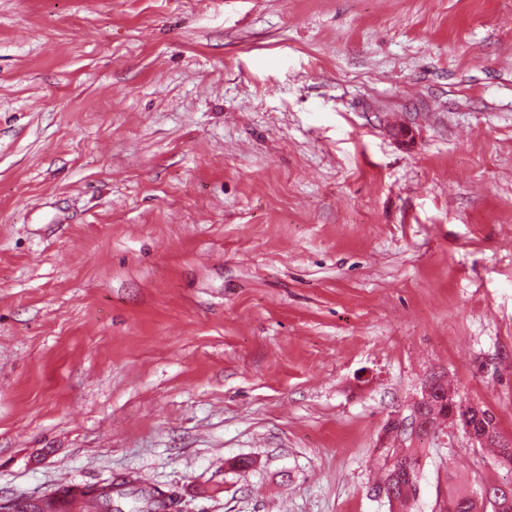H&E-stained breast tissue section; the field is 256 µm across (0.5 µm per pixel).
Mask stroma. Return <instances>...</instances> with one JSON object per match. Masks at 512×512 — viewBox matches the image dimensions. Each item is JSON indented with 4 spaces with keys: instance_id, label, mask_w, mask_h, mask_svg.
Masks as SVG:
<instances>
[{
    "instance_id": "obj_1",
    "label": "stroma",
    "mask_w": 512,
    "mask_h": 512,
    "mask_svg": "<svg viewBox=\"0 0 512 512\" xmlns=\"http://www.w3.org/2000/svg\"><path fill=\"white\" fill-rule=\"evenodd\" d=\"M512 0H0V505L415 512L512 471ZM465 434L471 439L474 447L500 448L499 461L501 464L511 467L512 464V443L503 442L496 437L494 431L486 426L485 430L476 432L470 424L464 422ZM394 461L390 467L385 469V472L382 476L383 485L389 486L393 488L394 495L393 497H389L386 495H391L390 491H387L385 486L377 487V493L379 496L387 497L389 505L392 507L394 503L399 507V509L403 512H408L411 509V495L416 490L417 477L420 473L419 461L418 458L415 457L414 454L407 452L405 454H398L394 456ZM404 464L410 465L414 477L409 469H407V478L413 481L415 478L416 481L412 486H408L407 483H401L399 478L397 477L398 467ZM100 488H84L74 490L66 486L54 494L39 500L23 501L17 512H85L83 504L90 500L94 504L95 512H170L178 511L177 497L154 487H137L138 478H124ZM127 487V489H122ZM118 499L114 501L113 493ZM35 501H39L36 503ZM60 505H63V507ZM75 509V510H74Z\"/></svg>"
}]
</instances>
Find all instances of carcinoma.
Returning <instances> with one entry per match:
<instances>
[{"label":"carcinoma","instance_id":"1","mask_svg":"<svg viewBox=\"0 0 512 512\" xmlns=\"http://www.w3.org/2000/svg\"><path fill=\"white\" fill-rule=\"evenodd\" d=\"M410 465L414 476H419L418 458L407 452L394 456L390 467L382 476L383 485L393 488L394 495L388 498L389 505H397L402 512L411 509V495L415 486L403 483L397 477L398 467ZM136 478H124L100 488L74 490L62 487L50 496L39 501L22 502L17 512H85L83 504L90 500L94 512H175L179 501L177 497L154 487H138ZM482 484L476 488L467 485H455L448 492L446 512H512V487L508 490L493 488L492 500H487Z\"/></svg>","mask_w":512,"mask_h":512}]
</instances>
